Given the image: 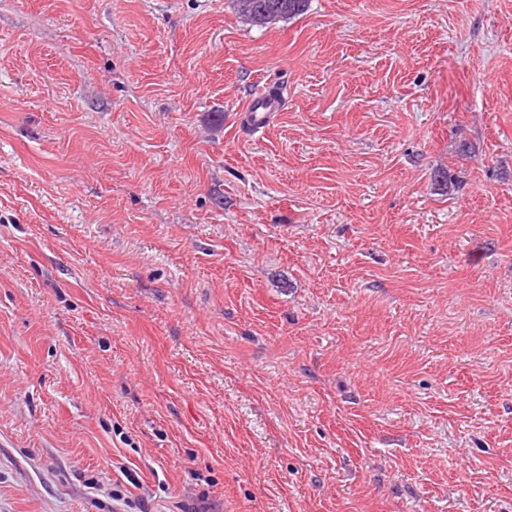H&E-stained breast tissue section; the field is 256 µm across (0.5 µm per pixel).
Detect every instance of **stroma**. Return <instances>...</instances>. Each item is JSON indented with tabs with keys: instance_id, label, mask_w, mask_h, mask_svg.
Here are the masks:
<instances>
[{
	"instance_id": "35a3bbf8",
	"label": "stroma",
	"mask_w": 512,
	"mask_h": 512,
	"mask_svg": "<svg viewBox=\"0 0 512 512\" xmlns=\"http://www.w3.org/2000/svg\"><path fill=\"white\" fill-rule=\"evenodd\" d=\"M203 493L512 512V0H0V512ZM235 15L245 23L242 17V6L248 3L250 11L260 19L257 24H247L251 27H267L279 22H286L305 15L311 0H228ZM284 105L282 96L270 97L262 93L254 97L246 108L249 127L256 131L264 130L277 112H281Z\"/></svg>"
}]
</instances>
